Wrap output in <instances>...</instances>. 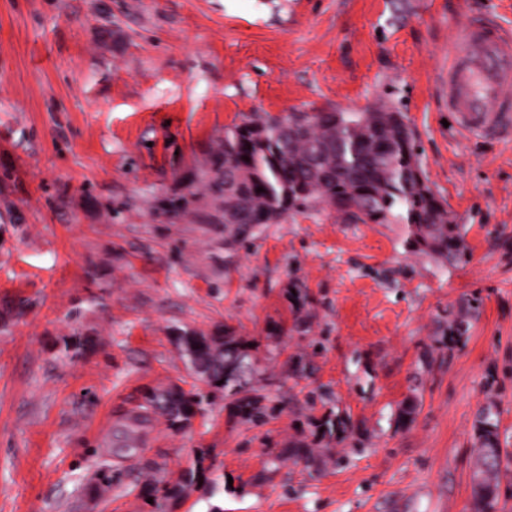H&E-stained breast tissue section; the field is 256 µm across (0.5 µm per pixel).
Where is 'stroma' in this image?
<instances>
[{"label": "stroma", "mask_w": 512, "mask_h": 512, "mask_svg": "<svg viewBox=\"0 0 512 512\" xmlns=\"http://www.w3.org/2000/svg\"><path fill=\"white\" fill-rule=\"evenodd\" d=\"M481 19L512 29V0H0V512H152L157 485L167 512H472L487 400L512 453V137L462 134L441 75ZM383 102L468 263L330 211L237 243L206 198L173 210L226 127ZM227 330L263 424L219 391L133 426L194 384L179 336ZM205 402L206 394L198 385L193 384L190 390L178 395L170 392L165 396L158 390L153 391L152 397H146L145 409L161 412L171 427L182 428L195 416L194 408L199 412L204 410Z\"/></svg>", "instance_id": "stroma-1"}]
</instances>
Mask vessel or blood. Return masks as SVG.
Wrapping results in <instances>:
<instances>
[{"label":"vessel or blood","mask_w":512,"mask_h":512,"mask_svg":"<svg viewBox=\"0 0 512 512\" xmlns=\"http://www.w3.org/2000/svg\"><path fill=\"white\" fill-rule=\"evenodd\" d=\"M448 109L466 132L512 130V34L465 26L448 48Z\"/></svg>","instance_id":"b4317fda"}]
</instances>
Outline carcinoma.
Instances as JSON below:
<instances>
[{
    "mask_svg": "<svg viewBox=\"0 0 512 512\" xmlns=\"http://www.w3.org/2000/svg\"><path fill=\"white\" fill-rule=\"evenodd\" d=\"M305 129L295 135L283 131L282 120L265 115L224 130V143L214 157L222 176L200 183L190 195L208 198L216 209L225 203V184L235 185L236 205L248 215L268 217L277 224L296 213L330 208L364 224H403L407 245L415 252L447 260L467 261L469 249L445 201L428 185L413 131L404 113L386 103L362 112H292ZM263 191H257V188ZM470 312L448 323V342L466 334ZM225 344L236 354L237 365L214 373L211 387L233 388L246 353L230 334ZM202 336L182 337L190 363L211 358ZM206 394L196 384L178 395L153 391L146 409L161 412L170 426L181 428L203 411ZM243 417L251 422L264 415L258 396L240 400ZM498 406L482 407L474 424L473 463L470 472L473 512H490L500 494L504 460L512 457L500 446Z\"/></svg>",
    "mask_w": 512,
    "mask_h": 512,
    "instance_id": "1",
    "label": "carcinoma"
}]
</instances>
